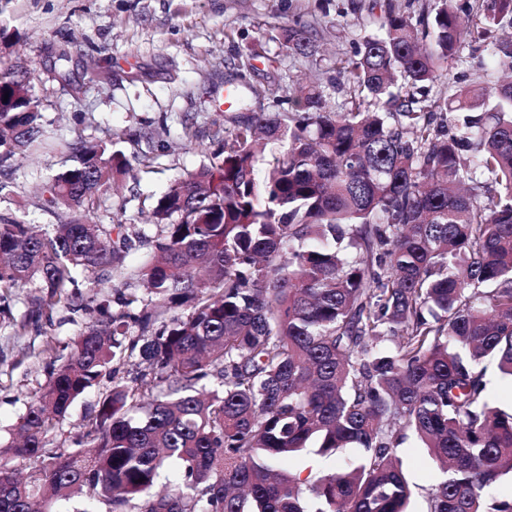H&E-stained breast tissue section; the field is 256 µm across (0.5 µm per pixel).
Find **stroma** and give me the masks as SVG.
<instances>
[{
  "instance_id": "stroma-1",
  "label": "stroma",
  "mask_w": 512,
  "mask_h": 512,
  "mask_svg": "<svg viewBox=\"0 0 512 512\" xmlns=\"http://www.w3.org/2000/svg\"><path fill=\"white\" fill-rule=\"evenodd\" d=\"M379 0H0V68L27 69L42 103V135L19 166L0 171V215L45 227L69 213L44 205L42 183L58 172L77 139L123 137L132 176L103 189L96 222L125 223L153 234L149 205L180 174L209 165L216 131L232 128L238 108H225L228 88L249 95L252 111L283 112L301 83L324 88L333 107L353 93L336 63L353 57L380 23ZM306 25L316 45L305 58L282 48L281 26ZM67 63H59V53ZM489 64L478 36L464 41L428 88L429 98L473 86ZM35 286L19 293L12 316L0 321V447L48 381L47 366L65 360L89 320L61 308L15 335ZM97 392L79 399L45 438L50 448L87 447L84 419ZM398 455L414 487L413 512H428L440 474L419 442Z\"/></svg>"
}]
</instances>
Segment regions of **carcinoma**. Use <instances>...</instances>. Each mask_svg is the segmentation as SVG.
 Listing matches in <instances>:
<instances>
[{
	"mask_svg": "<svg viewBox=\"0 0 512 512\" xmlns=\"http://www.w3.org/2000/svg\"><path fill=\"white\" fill-rule=\"evenodd\" d=\"M478 35L512 70V0ZM471 34L453 0L414 21L387 4L380 33L336 70L341 111L316 86L294 108L234 120L214 162L179 176L151 208L137 277L152 308L95 319L37 393L0 463V512H44L73 496L109 512H408L397 455L408 435L442 477L428 512H512L489 488L512 476V410L491 404L487 358L512 378V81L425 94ZM282 45L311 56L305 27ZM31 73L0 72V169L42 132ZM114 142L79 139L77 164L45 185L75 217L43 232L0 217V300L37 283L17 334L58 308L102 311L106 273L125 269L130 225L92 220L99 192L130 172ZM86 291L81 292L79 288ZM142 335L125 344L129 322ZM139 371L118 378L126 349ZM94 450L45 447L83 394ZM361 449L332 475L286 463ZM168 462L182 485L155 491Z\"/></svg>",
	"mask_w": 512,
	"mask_h": 512,
	"instance_id": "cac0c4a2",
	"label": "carcinoma"
}]
</instances>
